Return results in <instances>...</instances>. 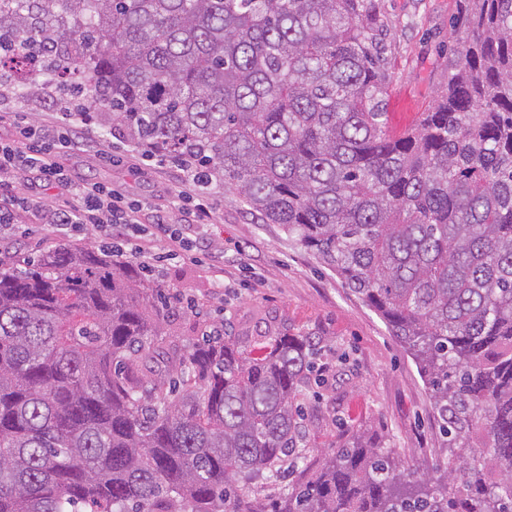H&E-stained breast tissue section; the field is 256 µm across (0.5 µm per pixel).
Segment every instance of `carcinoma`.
I'll return each instance as SVG.
<instances>
[{
	"instance_id": "carcinoma-1",
	"label": "carcinoma",
	"mask_w": 512,
	"mask_h": 512,
	"mask_svg": "<svg viewBox=\"0 0 512 512\" xmlns=\"http://www.w3.org/2000/svg\"><path fill=\"white\" fill-rule=\"evenodd\" d=\"M448 89L391 132L377 0H0V67L197 164L384 322L464 457L438 488L367 428L305 457L312 336L215 330L85 246L0 266V512H512V0H456Z\"/></svg>"
}]
</instances>
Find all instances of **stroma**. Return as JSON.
I'll list each match as a JSON object with an SVG mask.
<instances>
[{"label":"stroma","instance_id":"35a3bbf8","mask_svg":"<svg viewBox=\"0 0 512 512\" xmlns=\"http://www.w3.org/2000/svg\"><path fill=\"white\" fill-rule=\"evenodd\" d=\"M380 22L390 62L387 112L390 128L413 126L448 87L444 62L456 41L450 26L454 0H379ZM80 180L118 188L129 199L169 209L172 223L188 241H204L206 252L191 251L155 262L143 258L155 284L180 296L175 333L164 351L187 348L205 324L228 321L234 334L267 329L321 338L318 362L326 382L317 407L309 409V444L323 448L343 441L357 427L378 437L394 458L441 484L456 451L439 432L429 391L413 360L389 336L379 316L352 295L282 226L250 214L223 185L211 187V224L182 223L172 209L179 183L173 168L108 165L73 151L66 159ZM113 246L94 231L73 234L55 224L30 221L0 237V256L22 263L40 251L69 245Z\"/></svg>","mask_w":512,"mask_h":512}]
</instances>
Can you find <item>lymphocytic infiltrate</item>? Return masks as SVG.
<instances>
[{
  "label": "lymphocytic infiltrate",
  "instance_id": "lymphocytic-infiltrate-1",
  "mask_svg": "<svg viewBox=\"0 0 512 512\" xmlns=\"http://www.w3.org/2000/svg\"><path fill=\"white\" fill-rule=\"evenodd\" d=\"M12 128L10 137H0V184H8L16 175L31 178L34 185L61 191V204L41 211L44 223L64 229L90 227L104 238L125 237L131 256H144L154 239L165 238L171 248L185 247L184 238L171 228L166 211L146 210L143 204L127 201L118 189L93 181H75L66 167V156L75 150L94 152L112 161L110 151L84 137L72 124L69 114H60L50 123L28 122L18 112H1L0 129ZM181 188L177 204L188 224L210 223L213 212L208 198V182L192 164L179 162Z\"/></svg>",
  "mask_w": 512,
  "mask_h": 512
}]
</instances>
